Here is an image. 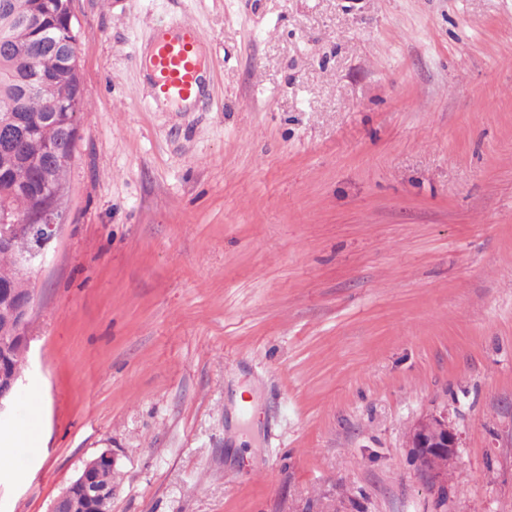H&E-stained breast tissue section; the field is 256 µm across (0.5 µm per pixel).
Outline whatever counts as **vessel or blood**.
<instances>
[{"label": "vessel or blood", "mask_w": 512, "mask_h": 512, "mask_svg": "<svg viewBox=\"0 0 512 512\" xmlns=\"http://www.w3.org/2000/svg\"><path fill=\"white\" fill-rule=\"evenodd\" d=\"M178 29L176 36L159 39L150 56L153 98L176 104L198 97L203 80L199 30L188 21Z\"/></svg>", "instance_id": "b4317fda"}]
</instances>
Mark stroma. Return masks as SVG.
Listing matches in <instances>:
<instances>
[{"mask_svg":"<svg viewBox=\"0 0 512 512\" xmlns=\"http://www.w3.org/2000/svg\"><path fill=\"white\" fill-rule=\"evenodd\" d=\"M88 99L31 273L39 446L112 512H512V0H72ZM194 22L192 105L144 55ZM249 391V405L235 401ZM460 435L443 495L412 424ZM114 465L112 450L108 448L87 461L75 479L52 502L49 512H81L85 511L84 507L108 500L112 494L108 473Z\"/></svg>","mask_w":512,"mask_h":512,"instance_id":"35a3bbf8","label":"stroma"}]
</instances>
